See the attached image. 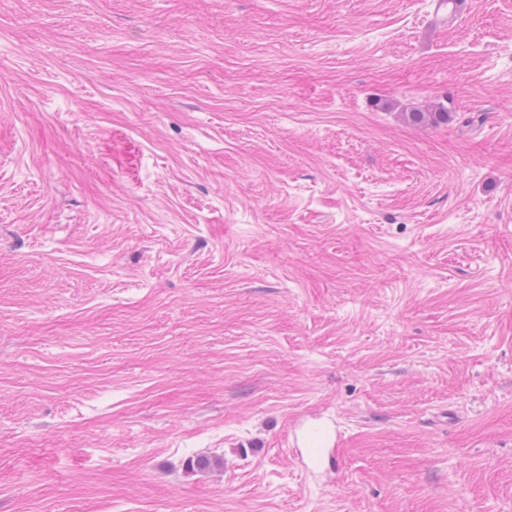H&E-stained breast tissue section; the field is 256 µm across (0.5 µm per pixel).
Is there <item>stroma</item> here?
<instances>
[{
    "instance_id": "1",
    "label": "stroma",
    "mask_w": 512,
    "mask_h": 512,
    "mask_svg": "<svg viewBox=\"0 0 512 512\" xmlns=\"http://www.w3.org/2000/svg\"><path fill=\"white\" fill-rule=\"evenodd\" d=\"M432 10L0 0V512H512V0ZM434 18L439 23H446L448 20H456L468 10L467 0H433ZM340 432L334 424H325L317 428L298 427L290 443V449L296 462L306 470L320 469L325 475L338 468L336 443Z\"/></svg>"
}]
</instances>
